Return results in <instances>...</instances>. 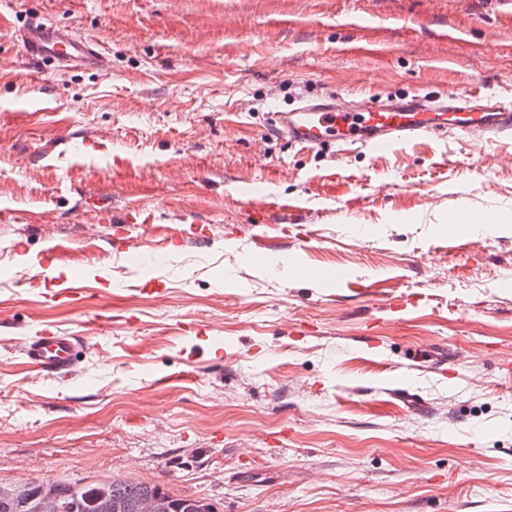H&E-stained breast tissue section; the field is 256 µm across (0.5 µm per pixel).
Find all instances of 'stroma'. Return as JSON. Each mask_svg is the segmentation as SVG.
I'll use <instances>...</instances> for the list:
<instances>
[{
	"label": "stroma",
	"instance_id": "stroma-1",
	"mask_svg": "<svg viewBox=\"0 0 512 512\" xmlns=\"http://www.w3.org/2000/svg\"><path fill=\"white\" fill-rule=\"evenodd\" d=\"M33 16L98 41L110 72L30 65L11 33ZM471 86L512 97V0H0V482L512 512V140L378 158L266 129L309 97ZM268 196L308 223L272 222ZM115 219L129 251L107 248ZM198 225L207 244L173 245ZM48 326L86 345L70 382L20 352Z\"/></svg>",
	"mask_w": 512,
	"mask_h": 512
}]
</instances>
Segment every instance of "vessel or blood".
Instances as JSON below:
<instances>
[{
	"instance_id": "vessel-or-blood-1",
	"label": "vessel or blood",
	"mask_w": 512,
	"mask_h": 512,
	"mask_svg": "<svg viewBox=\"0 0 512 512\" xmlns=\"http://www.w3.org/2000/svg\"><path fill=\"white\" fill-rule=\"evenodd\" d=\"M29 62L57 71L84 68L105 74L109 63L99 45L53 22H34L15 33ZM271 129L288 143L308 149L338 145L385 156L397 145L451 132L483 145L512 137V98L492 97L469 88L446 97L402 95L355 104L330 95L303 100L290 110L269 114ZM77 337L43 330L25 340L21 353L39 371L67 379L79 360Z\"/></svg>"
}]
</instances>
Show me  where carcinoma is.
<instances>
[{"label": "carcinoma", "instance_id": "cac0c4a2", "mask_svg": "<svg viewBox=\"0 0 512 512\" xmlns=\"http://www.w3.org/2000/svg\"><path fill=\"white\" fill-rule=\"evenodd\" d=\"M23 493L0 492V512H218L205 498L174 496L160 483L132 480L28 481Z\"/></svg>", "mask_w": 512, "mask_h": 512}]
</instances>
